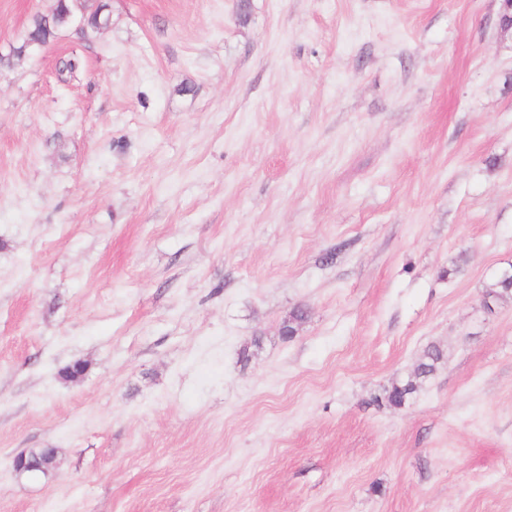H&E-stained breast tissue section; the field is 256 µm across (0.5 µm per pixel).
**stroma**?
<instances>
[{
	"label": "stroma",
	"mask_w": 512,
	"mask_h": 512,
	"mask_svg": "<svg viewBox=\"0 0 512 512\" xmlns=\"http://www.w3.org/2000/svg\"><path fill=\"white\" fill-rule=\"evenodd\" d=\"M98 2L0 67V512H512L502 0ZM441 359L442 352L435 346L431 347L416 367L413 378L408 379L402 384H393L390 388L384 390L383 397L375 396L374 402L379 403L381 398V400L384 399L391 406H402L406 399L417 391L419 384L433 374L436 369V365L441 361Z\"/></svg>",
	"instance_id": "35a3bbf8"
}]
</instances>
